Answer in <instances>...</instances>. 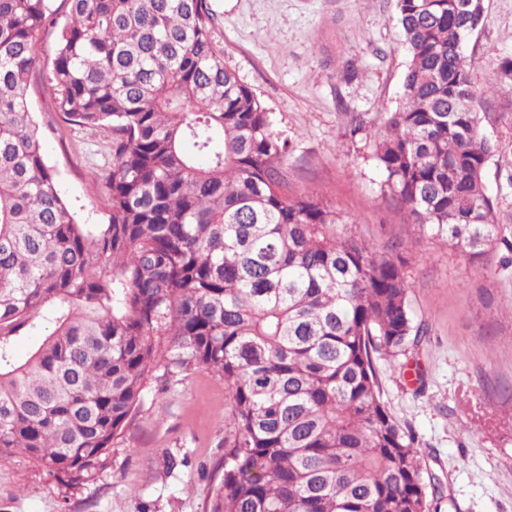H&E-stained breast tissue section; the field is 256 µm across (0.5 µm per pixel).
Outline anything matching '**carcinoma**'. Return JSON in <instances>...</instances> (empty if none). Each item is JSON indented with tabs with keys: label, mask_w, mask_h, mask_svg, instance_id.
Instances as JSON below:
<instances>
[{
	"label": "carcinoma",
	"mask_w": 512,
	"mask_h": 512,
	"mask_svg": "<svg viewBox=\"0 0 512 512\" xmlns=\"http://www.w3.org/2000/svg\"><path fill=\"white\" fill-rule=\"evenodd\" d=\"M458 4L397 0L403 105L374 159L413 223L479 260L512 240L486 186L500 146L480 127ZM212 21L210 0H0V461L94 480L162 361L232 394L211 512H432L439 483L373 361L425 335L401 262L338 234L314 194L284 195L288 143L218 61ZM49 31L55 112L112 133L96 235L69 213L31 111Z\"/></svg>",
	"instance_id": "carcinoma-1"
}]
</instances>
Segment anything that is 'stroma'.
Instances as JSON below:
<instances>
[{
  "label": "stroma",
  "instance_id": "obj_1",
  "mask_svg": "<svg viewBox=\"0 0 512 512\" xmlns=\"http://www.w3.org/2000/svg\"><path fill=\"white\" fill-rule=\"evenodd\" d=\"M211 37L225 69L254 92L287 139L288 194L314 193L338 232L398 252L422 342L376 357L382 399L417 440L422 465L444 485L441 512H512V264L505 249L472 259L428 237L381 189L375 135L402 102L408 62L397 0H212ZM53 35L30 77L35 121L76 223L109 222L98 177L111 135L66 124L47 90ZM482 131L498 140L486 183L512 235V0H486L467 46ZM365 131L354 132L357 120ZM223 379L193 370L148 381L141 407L89 483L65 487L43 465L0 462V512H210L234 432Z\"/></svg>",
  "mask_w": 512,
  "mask_h": 512
}]
</instances>
